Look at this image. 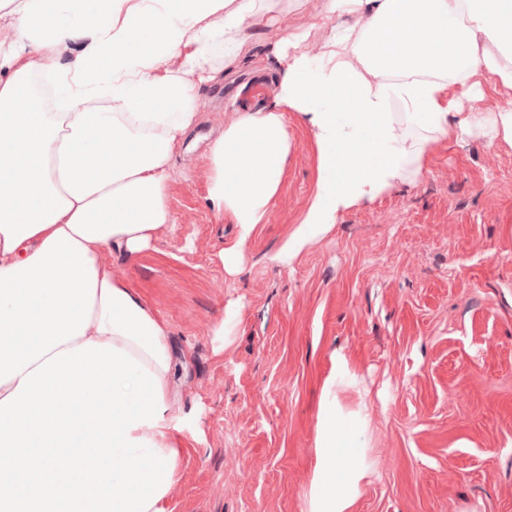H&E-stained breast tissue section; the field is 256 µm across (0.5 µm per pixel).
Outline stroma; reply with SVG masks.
Here are the masks:
<instances>
[{
  "instance_id": "35a3bbf8",
  "label": "stroma",
  "mask_w": 512,
  "mask_h": 512,
  "mask_svg": "<svg viewBox=\"0 0 512 512\" xmlns=\"http://www.w3.org/2000/svg\"><path fill=\"white\" fill-rule=\"evenodd\" d=\"M300 0L249 31L241 64L203 84L198 123L168 175L176 224L137 257L103 264L162 318L173 341L170 415L183 453L169 512H304L317 414L335 352L336 394L368 420V475L352 512H512V145L474 131L430 143L423 173L339 211L289 263L273 254L309 204L314 138L288 111L279 190L243 247L208 200L210 147L255 77L273 105L284 30L318 54L344 16Z\"/></svg>"
}]
</instances>
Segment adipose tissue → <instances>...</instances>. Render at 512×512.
I'll list each match as a JSON object with an SVG mask.
<instances>
[{
  "instance_id": "ef3b65f1",
  "label": "adipose tissue",
  "mask_w": 512,
  "mask_h": 512,
  "mask_svg": "<svg viewBox=\"0 0 512 512\" xmlns=\"http://www.w3.org/2000/svg\"><path fill=\"white\" fill-rule=\"evenodd\" d=\"M288 0H0V512H168L182 450L170 416L168 325L101 262L135 256L174 222L167 174L194 126L193 75L233 69L247 30ZM366 11L318 57L295 47L272 108L240 113L212 144L210 202L238 224L227 272L278 192L284 110L318 149L312 200L275 254L289 262L341 209L420 176L433 140L512 112L479 102L472 77L512 89V0H327ZM76 44L73 63L61 47ZM323 386L307 512H351L367 476L364 427Z\"/></svg>"
}]
</instances>
